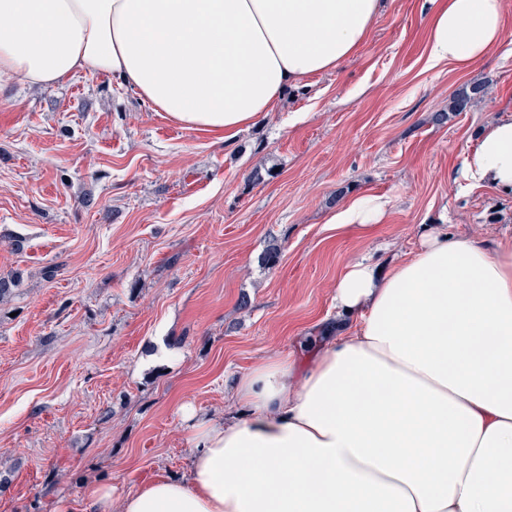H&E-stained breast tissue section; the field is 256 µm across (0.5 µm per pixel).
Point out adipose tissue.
I'll return each instance as SVG.
<instances>
[{
    "instance_id": "ef3b65f1",
    "label": "adipose tissue",
    "mask_w": 512,
    "mask_h": 512,
    "mask_svg": "<svg viewBox=\"0 0 512 512\" xmlns=\"http://www.w3.org/2000/svg\"><path fill=\"white\" fill-rule=\"evenodd\" d=\"M432 63L468 69L504 38L502 0H434ZM383 0H0V84L115 76L173 122L232 136L289 85L333 72ZM512 194V118L463 161ZM355 317L306 369L272 352L236 418L191 425L188 473L117 512H512V240L426 235L386 274L337 279Z\"/></svg>"
}]
</instances>
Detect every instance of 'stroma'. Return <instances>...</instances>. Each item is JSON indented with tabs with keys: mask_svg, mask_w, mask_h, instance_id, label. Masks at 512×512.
<instances>
[{
	"mask_svg": "<svg viewBox=\"0 0 512 512\" xmlns=\"http://www.w3.org/2000/svg\"><path fill=\"white\" fill-rule=\"evenodd\" d=\"M386 2L341 69L228 140L114 77L0 93V512L183 477L190 414L222 419L270 351L308 362L348 265L389 269L430 230L512 236V196L461 172L512 116V0L505 43L464 71L428 61L431 0ZM362 196L384 220L339 224Z\"/></svg>",
	"mask_w": 512,
	"mask_h": 512,
	"instance_id": "35a3bbf8",
	"label": "stroma"
}]
</instances>
